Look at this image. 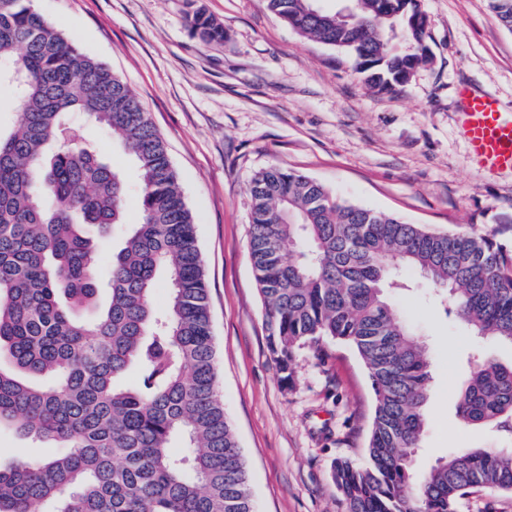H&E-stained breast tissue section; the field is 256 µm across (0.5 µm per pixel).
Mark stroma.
Masks as SVG:
<instances>
[{
  "label": "stroma",
  "instance_id": "35a3bbf8",
  "mask_svg": "<svg viewBox=\"0 0 512 512\" xmlns=\"http://www.w3.org/2000/svg\"><path fill=\"white\" fill-rule=\"evenodd\" d=\"M68 39L139 97L164 139L197 224L219 357V390L247 466L256 512H343L331 478L339 458L363 464L374 413L366 369L334 341L303 349L283 387L266 346L249 248L253 175L276 165L348 202L438 231L512 241V170L473 163L456 89L467 84L512 113V31L487 0H420L431 64L390 93L368 89L345 56L292 30L264 0H33ZM224 25L205 43L186 15ZM392 293L431 359L426 424L414 477L463 448L512 439L457 417L468 357L512 363V346L467 334L412 276Z\"/></svg>",
  "mask_w": 512,
  "mask_h": 512
}]
</instances>
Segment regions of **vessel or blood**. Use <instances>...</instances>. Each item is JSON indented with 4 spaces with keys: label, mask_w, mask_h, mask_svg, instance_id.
I'll use <instances>...</instances> for the list:
<instances>
[{
    "label": "vessel or blood",
    "mask_w": 512,
    "mask_h": 512,
    "mask_svg": "<svg viewBox=\"0 0 512 512\" xmlns=\"http://www.w3.org/2000/svg\"><path fill=\"white\" fill-rule=\"evenodd\" d=\"M457 97L473 161L492 172L512 169V113L501 111L493 98L466 85Z\"/></svg>",
    "instance_id": "1"
}]
</instances>
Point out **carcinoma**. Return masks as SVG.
<instances>
[{
	"mask_svg": "<svg viewBox=\"0 0 512 512\" xmlns=\"http://www.w3.org/2000/svg\"><path fill=\"white\" fill-rule=\"evenodd\" d=\"M266 2L379 93L429 61L409 0ZM487 2L512 31V0ZM187 19L202 41H224L203 10ZM2 88L17 112L0 133V429L60 452L0 462V512H255L219 391L196 224L148 113L31 0H0ZM90 125L132 156L137 224L124 222V174L88 140ZM249 192L250 254L280 381L292 383L298 351L331 340L356 351L371 382L367 461L331 466L346 512H457L479 489L512 493V448L452 452L413 481L430 360L386 294L419 273L464 329L512 345V248L346 202L277 166ZM122 227L103 274L100 241ZM161 278L169 297L157 308ZM471 362L459 420L512 437V364ZM132 367L139 378L127 385Z\"/></svg>",
	"mask_w": 512,
	"mask_h": 512,
	"instance_id": "1",
	"label": "carcinoma"
}]
</instances>
